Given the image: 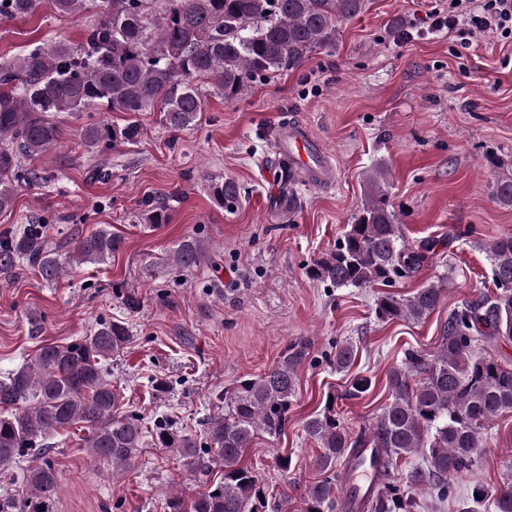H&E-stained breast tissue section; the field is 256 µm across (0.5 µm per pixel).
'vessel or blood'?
<instances>
[{"label":"vessel or blood","mask_w":512,"mask_h":512,"mask_svg":"<svg viewBox=\"0 0 512 512\" xmlns=\"http://www.w3.org/2000/svg\"><path fill=\"white\" fill-rule=\"evenodd\" d=\"M278 145L280 156L288 163L290 178H299L317 186L333 184V165L302 124L282 121L278 127ZM341 482L345 494L361 492L372 485L373 469L363 463L355 465L344 471Z\"/></svg>","instance_id":"1"}]
</instances>
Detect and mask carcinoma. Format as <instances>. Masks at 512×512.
Wrapping results in <instances>:
<instances>
[{
    "mask_svg": "<svg viewBox=\"0 0 512 512\" xmlns=\"http://www.w3.org/2000/svg\"><path fill=\"white\" fill-rule=\"evenodd\" d=\"M368 0H0L1 20H25L45 10L82 18L94 16L81 44L41 40L19 57H0V212L14 205L17 189L47 181L32 165L64 143L59 114L91 107L136 115L159 108L164 125L184 130L195 124L208 92L226 98L243 95L257 81L300 68L315 52L336 46L341 25L360 16ZM141 135L135 121L123 126L88 124L79 132L86 154H109ZM214 200L232 210L240 187L230 178L211 185ZM491 196L512 208V175L497 179ZM123 246L106 227L73 241L50 233L32 214L16 231L0 233V278L30 268L45 283L58 281L68 267L104 263ZM495 292L464 299L448 313L438 351L404 352L387 374L390 402L368 427L353 435L327 410L309 417L304 431L318 444L315 462L321 480L307 489L306 512H346L336 497L338 467L377 449L372 466L377 491L364 499L362 512H417L414 491L430 489L448 498L460 476L488 447L490 424L512 413V364L488 348L512 339V235L484 244ZM426 245L413 249L404 240L390 204L387 173L376 166L365 174L359 212L346 225L336 249L317 259L309 276L334 288L387 286L413 274L426 259ZM202 242L188 235L172 251L181 271L205 263ZM445 289L430 283L404 298L379 296L380 321L419 322L441 303ZM131 340L120 320H101L89 334L66 344H45L25 364L0 380V469L29 456L41 461L22 470L17 489L0 494V512H55L60 481L46 439L74 427L80 445L112 472L123 470L140 453L146 437L169 448L196 473L198 486L186 496L173 494L165 512H263L268 507L261 478L241 465L258 435L278 436L288 422L298 369L310 344L291 342L279 362L245 378L218 396L224 416L209 420L202 439L162 419L151 431L124 403L106 378L112 358ZM354 347H337L336 369L347 368ZM418 457L406 484L391 477L398 459ZM222 479H207L212 468ZM468 512L491 503L493 512H512V468L489 497L481 485L466 498Z\"/></svg>",
    "mask_w": 512,
    "mask_h": 512,
    "instance_id": "1",
    "label": "carcinoma"
}]
</instances>
